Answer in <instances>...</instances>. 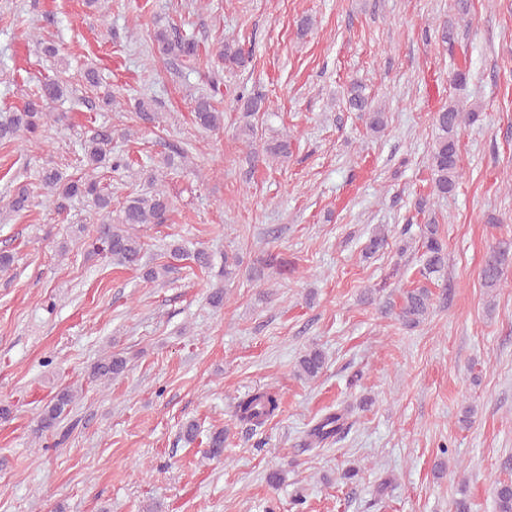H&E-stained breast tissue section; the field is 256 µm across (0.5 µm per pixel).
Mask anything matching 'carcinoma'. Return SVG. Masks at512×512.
Returning a JSON list of instances; mask_svg holds the SVG:
<instances>
[{
  "mask_svg": "<svg viewBox=\"0 0 512 512\" xmlns=\"http://www.w3.org/2000/svg\"><path fill=\"white\" fill-rule=\"evenodd\" d=\"M154 41L161 56L183 67L199 63L203 57H214L226 68H244L250 60V54L235 39H226L218 46L206 49L199 41L181 33L162 18L154 19ZM212 93L199 94L193 99L195 123L204 131L215 132L224 127V113L214 104L215 95L220 93L221 78L216 75L211 80ZM67 95V84L59 80H49L39 89L28 95L22 109L0 115V143H11L19 138L38 142L53 127L59 124L61 116L47 110L51 101L60 100ZM243 112L244 124L240 134L253 144L259 133L258 125L253 123L256 117L271 115V101L262 93H241L236 97ZM350 111L367 117L368 127L374 133L382 132L387 125L386 112L374 108L365 95L363 87L353 83L347 95ZM136 118L144 123H156L159 116L153 105L145 100L138 102ZM476 108L470 109L458 103H450L433 115V125L437 130L428 156V168L431 172L433 194L445 197L452 192L461 176L459 169L458 135L463 127L476 121ZM112 128L98 127L81 140L84 173L79 177L68 175L56 167H43L37 171V184L44 194L56 199L60 209L75 200H86L100 214V223L96 225V236L88 243L91 255L109 254L119 264L129 267L143 265L144 243L135 233V228L143 224H164L174 211L173 198L162 183L164 170H175L188 158L186 147H170L169 153L161 160V165L152 169L147 177V186L130 191L119 209L112 213V195L101 186L99 173L106 171L121 174L130 169L128 156L112 147ZM262 151L273 161H284L292 154V142L288 137L273 138L262 143ZM34 191L22 184L8 193L5 209L11 213H22L34 205ZM423 263L419 269L422 284L409 288L400 294L399 302L387 303L384 313L393 314L403 325L414 327L429 314L432 292L428 284L440 276L447 264V250L440 237L438 225L427 224L423 240ZM512 244L502 242L490 249L481 268V280L484 287L494 290L500 287L504 266L508 260ZM171 256H187L200 268L212 267V255L204 247L189 253L179 245L173 244ZM326 364L324 353L312 347L304 351L298 360V375L306 380L317 378ZM127 369V359L120 353H110L95 362L88 378L101 384L121 376ZM75 394L70 388L58 391L38 414L35 434L41 435L56 428L72 403ZM280 408L276 393L268 389H257L238 400L235 406L237 419L256 429L274 417ZM351 411L347 408L328 412L320 417L300 441L306 451L318 448L328 442L339 441L353 428ZM224 453V431L216 430L209 437L208 457L219 458ZM497 512H512V481H503L494 488Z\"/></svg>",
  "mask_w": 512,
  "mask_h": 512,
  "instance_id": "carcinoma-1",
  "label": "carcinoma"
}]
</instances>
